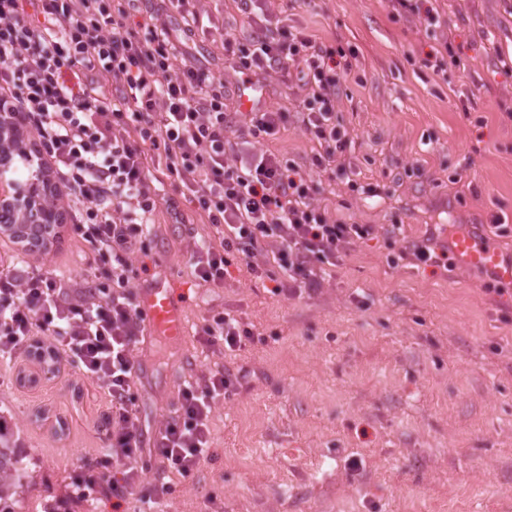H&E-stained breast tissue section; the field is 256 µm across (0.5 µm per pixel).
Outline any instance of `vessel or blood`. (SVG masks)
I'll list each match as a JSON object with an SVG mask.
<instances>
[{
  "mask_svg": "<svg viewBox=\"0 0 512 512\" xmlns=\"http://www.w3.org/2000/svg\"><path fill=\"white\" fill-rule=\"evenodd\" d=\"M456 263L464 268H481L494 277L512 281V261L504 260L498 250L472 233L456 234L450 241ZM185 286L169 278H159L142 288L138 308L145 319L151 337L169 342H181L187 331L183 312Z\"/></svg>",
  "mask_w": 512,
  "mask_h": 512,
  "instance_id": "b4317fda",
  "label": "vessel or blood"
}]
</instances>
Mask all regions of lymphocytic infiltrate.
I'll use <instances>...</instances> for the list:
<instances>
[{
    "label": "lymphocytic infiltrate",
    "mask_w": 512,
    "mask_h": 512,
    "mask_svg": "<svg viewBox=\"0 0 512 512\" xmlns=\"http://www.w3.org/2000/svg\"><path fill=\"white\" fill-rule=\"evenodd\" d=\"M161 2L179 16L178 31L154 16L136 20L139 0H0V105L24 115L48 178L66 191L74 234L112 261L107 288L49 270H1L0 357L71 360L108 397L109 446L78 484L116 510L138 490L139 472L126 462L144 450L168 473L193 476L210 454L214 405L238 386L223 365L185 382L175 414L146 442L132 360L144 325L128 289L129 258L142 248L161 186H174L218 235L219 246L190 255L196 278L216 287L237 260L256 277L279 274L277 292L295 299L319 290L326 270L375 234L374 225L340 223L314 202L320 174L354 146L335 109L350 64L288 25L270 0H239L247 34L219 36L238 77L231 87L181 55L188 38L208 30L198 0ZM70 73L83 83H69ZM273 73L297 78L304 94V133L321 147L312 170L260 147L280 132L284 113L224 110L231 91L263 89ZM251 336L227 312L199 329L211 353L241 350Z\"/></svg>",
    "instance_id": "1"
}]
</instances>
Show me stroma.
Masks as SVG:
<instances>
[{
    "mask_svg": "<svg viewBox=\"0 0 512 512\" xmlns=\"http://www.w3.org/2000/svg\"><path fill=\"white\" fill-rule=\"evenodd\" d=\"M442 25L396 16L388 0H286L290 25L353 51L336 118L355 150L314 197L346 224H372L319 292L296 299L246 265L223 287L188 263L209 225L181 222L184 198L161 203L132 258V292L158 277L189 290L188 334L174 347L138 344L134 391L146 439L178 407L183 382L221 364L239 375L215 404L213 445L193 478L173 479L157 512H512V283L488 290L478 269L415 265L404 249L433 225H456L512 255V0H439ZM459 65L434 74L423 60L442 36ZM263 105L286 114L270 149L310 169L320 150L302 129V103L278 75ZM380 184L386 196L365 200ZM28 269L107 283L109 262L70 227L43 252L0 232ZM242 318L254 339L234 355L210 353L197 332L208 315ZM0 416L27 449L31 480L21 512H112L81 498L74 477L102 456L109 400L72 366L49 378L35 357L0 359Z\"/></svg>",
    "mask_w": 512,
    "mask_h": 512,
    "instance_id": "obj_1",
    "label": "stroma"
}]
</instances>
